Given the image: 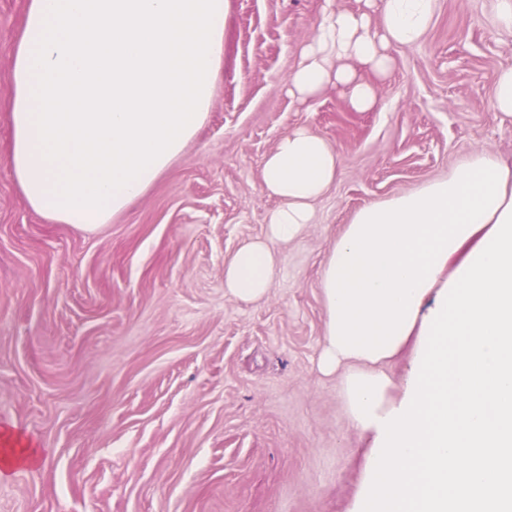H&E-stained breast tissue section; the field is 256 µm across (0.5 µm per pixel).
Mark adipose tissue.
I'll return each instance as SVG.
<instances>
[{
    "instance_id": "adipose-tissue-1",
    "label": "adipose tissue",
    "mask_w": 512,
    "mask_h": 512,
    "mask_svg": "<svg viewBox=\"0 0 512 512\" xmlns=\"http://www.w3.org/2000/svg\"><path fill=\"white\" fill-rule=\"evenodd\" d=\"M437 0H382L378 19L327 11L288 77L307 99L346 89L377 103L357 66L423 41ZM229 0H28L9 82L8 163L30 207L78 227L143 196L206 121L224 61ZM317 133L283 136L262 169L277 199L266 236L224 263V288L263 298L335 182ZM321 366L348 364L350 423L371 440L358 512H512V170L489 151L448 177L361 208L322 271ZM415 340L399 401L379 366Z\"/></svg>"
}]
</instances>
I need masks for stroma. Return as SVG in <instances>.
I'll list each match as a JSON object with an SVG mask.
<instances>
[{"label":"stroma","mask_w":512,"mask_h":512,"mask_svg":"<svg viewBox=\"0 0 512 512\" xmlns=\"http://www.w3.org/2000/svg\"><path fill=\"white\" fill-rule=\"evenodd\" d=\"M324 0H230L205 123L145 195L96 229L35 212L7 162V74L27 0H0V430L43 460L0 479V512H356L371 443L349 422L344 371L319 369L321 272L361 208L489 150L512 167L493 106L512 66L495 0H438L428 36L301 101L285 82ZM304 126L339 155L314 222L267 297L224 292V263L277 202L265 158Z\"/></svg>","instance_id":"stroma-1"}]
</instances>
